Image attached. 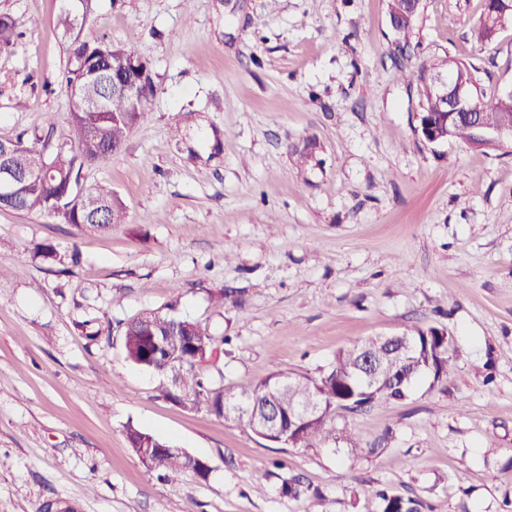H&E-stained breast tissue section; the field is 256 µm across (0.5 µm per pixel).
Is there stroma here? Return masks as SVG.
Instances as JSON below:
<instances>
[{
	"mask_svg": "<svg viewBox=\"0 0 512 512\" xmlns=\"http://www.w3.org/2000/svg\"><path fill=\"white\" fill-rule=\"evenodd\" d=\"M75 0H0V138L67 141ZM483 0H423L406 52L389 0H93L81 29L146 59L156 91L122 149L85 165L129 221L107 232L0 209V512H512V151L417 131L404 74L453 55L486 101L512 90V21L479 46ZM53 244L63 261L35 258ZM174 308L220 337L226 394L312 377L358 341L453 336L447 381L336 410L312 448L185 409L127 360L121 326ZM134 425L208 463L164 477ZM379 497L382 500L381 512H420L418 501L412 498L385 491L380 492Z\"/></svg>",
	"mask_w": 512,
	"mask_h": 512,
	"instance_id": "35a3bbf8",
	"label": "stroma"
}]
</instances>
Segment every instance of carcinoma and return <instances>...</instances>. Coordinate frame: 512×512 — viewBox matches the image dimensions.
<instances>
[{
	"label": "carcinoma",
	"mask_w": 512,
	"mask_h": 512,
	"mask_svg": "<svg viewBox=\"0 0 512 512\" xmlns=\"http://www.w3.org/2000/svg\"><path fill=\"white\" fill-rule=\"evenodd\" d=\"M75 18L76 14L70 11L60 18V25L69 37L65 85L78 83L87 88L90 95L101 90L106 92L108 110L80 112L76 107H71L69 133L70 141L76 148L74 154L62 147L53 151L47 142L38 138L29 143L17 137L14 163L22 168L45 166L50 174L23 184L17 192V202L4 200L0 202V207L27 213L46 211L54 214L62 224L108 231L114 224L126 223L124 203L106 185L90 189L107 210L108 219L100 224L87 222L83 212L76 210V205L70 199L71 188L79 186L76 168L109 160L122 148L127 134L138 123L146 108L136 111L122 93L112 92V86L107 82V77L114 72H129L133 52L105 38L93 43L83 40L77 31ZM497 27L498 19L483 13L472 29V37L480 46H489L496 38ZM20 36L14 20L1 13L0 50L8 49ZM436 69L445 72V78L450 82L475 78L474 68L452 56L442 60ZM406 80L419 86L425 100L423 108L429 112L439 111L427 68L407 75ZM470 106L490 124L512 120V112H504L498 105L485 102L479 91L475 93ZM178 321L180 317L171 311H146L125 323L122 336L127 359L163 377L171 369H177L182 390L187 393L183 406L204 410L226 421L244 424L252 430L256 427V417L262 414L269 402H276L285 413L296 404L321 403L322 412L311 416L291 433L295 448H307L322 440L327 433L328 419L336 410L357 411L379 402L402 399L422 379L430 380L433 385L447 380L455 363L452 337L433 328L416 329L409 334L414 345L413 352L404 359L369 339L341 350L331 368L318 377L273 372L251 389L229 399L224 395V389L206 383L197 371V366L209 357L218 342L207 326L191 321L190 343H173L163 348L157 346V342L168 337ZM365 350L371 353L379 367L378 380L373 384L366 383L362 375L360 358ZM126 439L141 463L150 469L165 473L189 469L203 479L209 474L205 462L176 451L169 452L166 449L168 442L138 427L128 426ZM379 497L382 500L381 512H420L418 501L412 498L385 491L380 492Z\"/></svg>",
	"instance_id": "obj_1"
}]
</instances>
